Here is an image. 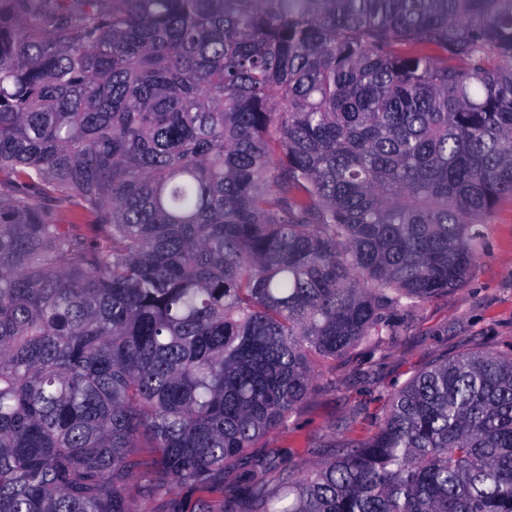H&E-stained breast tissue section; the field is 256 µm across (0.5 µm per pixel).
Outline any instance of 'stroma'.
<instances>
[{
    "mask_svg": "<svg viewBox=\"0 0 512 512\" xmlns=\"http://www.w3.org/2000/svg\"><path fill=\"white\" fill-rule=\"evenodd\" d=\"M392 318L396 331L382 344L359 343L320 367L287 427L250 449L251 459L275 455L305 474L323 459L326 434L368 436L389 394L419 371L462 352L512 350V200L484 216L479 256L462 286Z\"/></svg>",
    "mask_w": 512,
    "mask_h": 512,
    "instance_id": "stroma-1",
    "label": "stroma"
}]
</instances>
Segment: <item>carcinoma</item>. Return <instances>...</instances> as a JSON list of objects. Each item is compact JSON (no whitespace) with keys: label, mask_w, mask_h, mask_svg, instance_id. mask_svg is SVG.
Instances as JSON below:
<instances>
[{"label":"carcinoma","mask_w":512,"mask_h":512,"mask_svg":"<svg viewBox=\"0 0 512 512\" xmlns=\"http://www.w3.org/2000/svg\"><path fill=\"white\" fill-rule=\"evenodd\" d=\"M506 197L512 0H0V512H211ZM323 447L255 512H512V352Z\"/></svg>","instance_id":"obj_1"}]
</instances>
